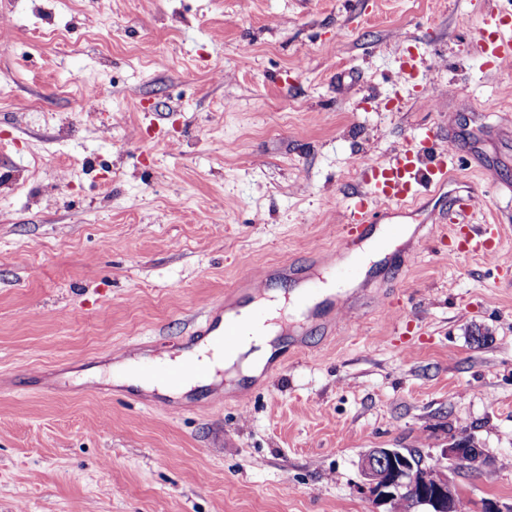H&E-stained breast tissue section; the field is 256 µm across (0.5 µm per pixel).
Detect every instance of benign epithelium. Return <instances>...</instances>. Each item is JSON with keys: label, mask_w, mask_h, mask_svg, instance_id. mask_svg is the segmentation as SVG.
<instances>
[{"label": "benign epithelium", "mask_w": 512, "mask_h": 512, "mask_svg": "<svg viewBox=\"0 0 512 512\" xmlns=\"http://www.w3.org/2000/svg\"><path fill=\"white\" fill-rule=\"evenodd\" d=\"M446 465L429 464L415 450L370 448L360 459V493L375 508L392 504L411 491L418 512H449L458 492L453 475L461 468L477 470L488 460L474 439H455L444 449Z\"/></svg>", "instance_id": "1"}]
</instances>
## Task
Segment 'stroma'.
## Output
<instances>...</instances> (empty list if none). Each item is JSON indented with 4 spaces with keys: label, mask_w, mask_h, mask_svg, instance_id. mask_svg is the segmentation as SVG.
<instances>
[{
    "label": "stroma",
    "mask_w": 512,
    "mask_h": 512,
    "mask_svg": "<svg viewBox=\"0 0 512 512\" xmlns=\"http://www.w3.org/2000/svg\"><path fill=\"white\" fill-rule=\"evenodd\" d=\"M510 9L0 0V512H372L362 452L464 436L488 455L454 476L469 512L512 508V278L443 233L474 192L512 266V63L472 51ZM425 138L455 167L346 322L179 397L115 383L118 353L178 355L205 307L336 253L357 159Z\"/></svg>",
    "instance_id": "obj_1"
}]
</instances>
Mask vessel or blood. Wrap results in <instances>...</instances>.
Returning <instances> with one entry per match:
<instances>
[{"label":"vessel or blood","mask_w":512,"mask_h":512,"mask_svg":"<svg viewBox=\"0 0 512 512\" xmlns=\"http://www.w3.org/2000/svg\"><path fill=\"white\" fill-rule=\"evenodd\" d=\"M476 56L488 66L498 68L512 61V13L494 14L492 25L481 28L473 45ZM454 165L453 155L440 159L426 157L424 153L402 149L391 154L384 162L371 168L372 179L367 184L364 201L351 208L348 222L343 225V247L352 249L364 236L370 225L383 219L388 212L407 209L422 191L440 184ZM476 209L473 194L458 195L448 201V250L455 255L473 254L490 263H497L500 252L501 231L496 224H475L471 217ZM343 273L335 258L323 261L313 282L295 298L299 308L313 310L315 298L324 284L339 280ZM228 303L212 304L196 329L197 335L207 337L221 331L225 349H234L240 329L236 318L228 314ZM146 375L168 385L199 376L201 367L193 360H184L175 367L160 362L144 365Z\"/></svg>","instance_id":"obj_1"}]
</instances>
